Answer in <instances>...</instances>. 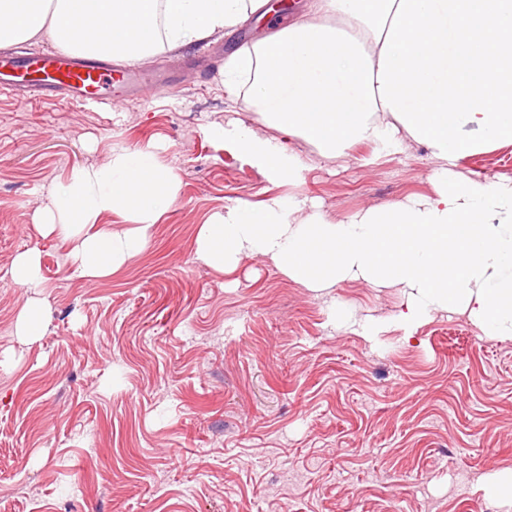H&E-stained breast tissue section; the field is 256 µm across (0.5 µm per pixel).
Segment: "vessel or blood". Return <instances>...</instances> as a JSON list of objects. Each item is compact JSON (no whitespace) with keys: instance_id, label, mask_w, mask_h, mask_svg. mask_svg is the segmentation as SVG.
<instances>
[{"instance_id":"obj_1","label":"vessel or blood","mask_w":512,"mask_h":512,"mask_svg":"<svg viewBox=\"0 0 512 512\" xmlns=\"http://www.w3.org/2000/svg\"><path fill=\"white\" fill-rule=\"evenodd\" d=\"M134 90L137 97L158 92L153 77L136 72L134 65H116L107 57H78L57 51L29 62L0 54V90L24 89L28 98L55 96L78 101L109 87Z\"/></svg>"}]
</instances>
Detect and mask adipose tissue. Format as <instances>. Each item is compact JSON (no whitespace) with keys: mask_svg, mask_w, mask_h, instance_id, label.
Segmentation results:
<instances>
[{"mask_svg":"<svg viewBox=\"0 0 512 512\" xmlns=\"http://www.w3.org/2000/svg\"><path fill=\"white\" fill-rule=\"evenodd\" d=\"M268 0H0V46L48 40L82 54L141 60L243 23ZM224 87L266 124L332 158L358 143H424L437 161L433 195L331 221L307 200L262 213L225 207L200 227L196 257L221 272L260 257L311 291L362 280L399 288L410 327L459 312L488 336L512 338V177L458 173L465 157L512 141V0H311L277 33L235 49ZM222 134L268 173L299 177L279 139L236 121ZM179 179L148 149H121L73 173L36 225L75 239L83 275L119 270L147 244ZM123 212L132 227L98 228Z\"/></svg>","mask_w":512,"mask_h":512,"instance_id":"1","label":"adipose tissue"}]
</instances>
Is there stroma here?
<instances>
[{"mask_svg":"<svg viewBox=\"0 0 512 512\" xmlns=\"http://www.w3.org/2000/svg\"><path fill=\"white\" fill-rule=\"evenodd\" d=\"M268 32L253 19L157 48L141 64L171 68L175 87L146 101L0 92V512H512L484 491L512 470V339L451 312L406 331L398 288L323 296L262 259L230 274L197 260L199 228L230 204L308 197L336 221L434 191L437 164L408 138L334 158L285 138L291 182L226 143L229 120L277 134L221 77L237 44ZM125 147L172 168L178 196L138 257L91 279L74 240L40 235L35 215ZM458 170L512 177V144ZM32 248L46 327L29 340L14 333L27 296L11 270Z\"/></svg>","mask_w":512,"mask_h":512,"instance_id":"1","label":"stroma"}]
</instances>
